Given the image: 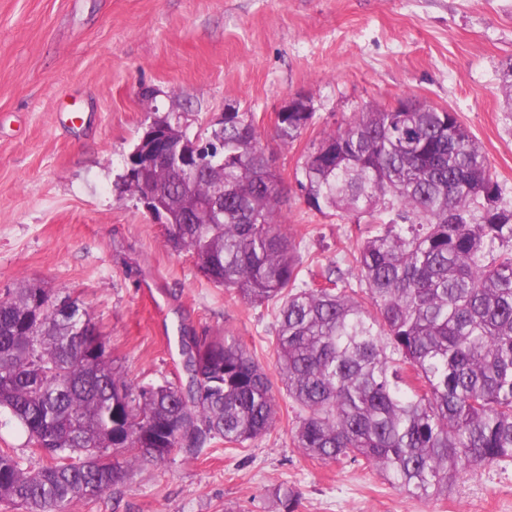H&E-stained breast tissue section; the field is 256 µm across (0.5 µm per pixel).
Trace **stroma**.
<instances>
[{
    "label": "stroma",
    "instance_id": "35a3bbf8",
    "mask_svg": "<svg viewBox=\"0 0 512 512\" xmlns=\"http://www.w3.org/2000/svg\"><path fill=\"white\" fill-rule=\"evenodd\" d=\"M509 59L512 0H0V296L26 280L78 298L134 384L176 381L183 326L240 342L277 377L275 306L208 280L122 191L138 136L168 112L194 131L229 106L253 113L308 280L351 256L359 231L310 210L295 171L361 109L412 97L457 112L512 205ZM297 94L314 123L284 146L275 117ZM276 400L269 434L136 463L80 512H284L286 489L295 512H512V464L412 498L364 463L303 456L298 409Z\"/></svg>",
    "mask_w": 512,
    "mask_h": 512
}]
</instances>
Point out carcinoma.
Here are the masks:
<instances>
[{
	"label": "carcinoma",
	"instance_id": "carcinoma-1",
	"mask_svg": "<svg viewBox=\"0 0 512 512\" xmlns=\"http://www.w3.org/2000/svg\"><path fill=\"white\" fill-rule=\"evenodd\" d=\"M275 123L284 146L314 120ZM174 152L194 150L180 117L158 118ZM201 167L139 172L166 243L246 303L277 306L278 372L298 408L295 447L324 464L364 461L405 494L449 495L461 472L512 462V207L456 112L413 104L356 112L296 171L308 206L365 223L354 269L307 282L280 211L282 183L253 115L212 128ZM224 200V222L208 209ZM48 288L0 297V411L49 459L30 472L0 449V500L78 512L215 439L242 446L276 422L273 383L224 336L181 341L187 383L134 385L90 314L58 315Z\"/></svg>",
	"mask_w": 512,
	"mask_h": 512
}]
</instances>
